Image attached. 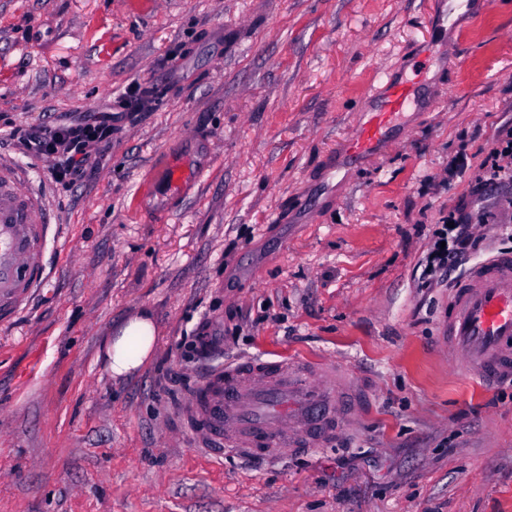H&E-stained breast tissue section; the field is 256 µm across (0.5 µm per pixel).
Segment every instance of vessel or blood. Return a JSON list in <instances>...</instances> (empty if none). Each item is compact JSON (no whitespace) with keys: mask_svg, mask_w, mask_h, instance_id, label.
<instances>
[{"mask_svg":"<svg viewBox=\"0 0 512 512\" xmlns=\"http://www.w3.org/2000/svg\"><path fill=\"white\" fill-rule=\"evenodd\" d=\"M418 89L392 79L375 88L338 171L357 168L391 142ZM58 227L31 169L0 153V325L28 308L50 276L48 251L60 248ZM448 358L493 385L512 379V254L474 266L449 294ZM359 398L335 370L315 362L246 361L210 372L183 408L184 424L201 435L213 458L326 443L334 411L354 414Z\"/></svg>","mask_w":512,"mask_h":512,"instance_id":"b4317fda","label":"vessel or blood"}]
</instances>
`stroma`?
Masks as SVG:
<instances>
[{"label": "stroma", "instance_id": "obj_1", "mask_svg": "<svg viewBox=\"0 0 512 512\" xmlns=\"http://www.w3.org/2000/svg\"><path fill=\"white\" fill-rule=\"evenodd\" d=\"M446 0H0L11 127L116 115L93 175L41 188L64 240L0 327V512H512V382L452 369L448 290L416 270L512 123V0L456 11L427 109L332 192L322 172ZM139 85L151 109L122 114ZM185 167L184 194L162 167ZM150 310L137 375L100 358ZM221 350L192 346L200 325ZM317 357L354 376L352 431L217 460L176 424L210 366Z\"/></svg>", "mask_w": 512, "mask_h": 512}]
</instances>
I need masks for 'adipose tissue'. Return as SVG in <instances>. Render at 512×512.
Wrapping results in <instances>:
<instances>
[{
    "instance_id": "obj_1",
    "label": "adipose tissue",
    "mask_w": 512,
    "mask_h": 512,
    "mask_svg": "<svg viewBox=\"0 0 512 512\" xmlns=\"http://www.w3.org/2000/svg\"><path fill=\"white\" fill-rule=\"evenodd\" d=\"M157 328L150 311L139 312L117 327L104 345V360L113 377L136 375L152 357Z\"/></svg>"
}]
</instances>
